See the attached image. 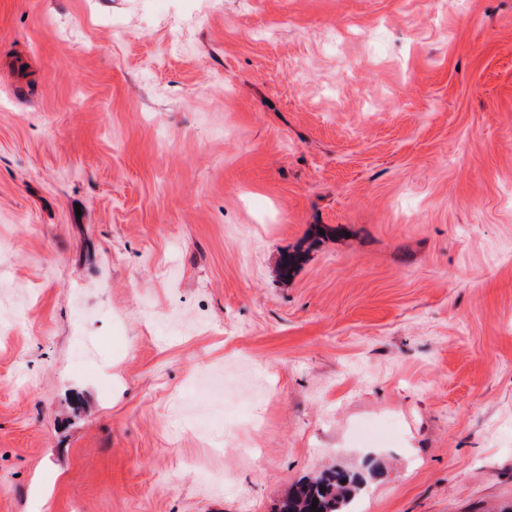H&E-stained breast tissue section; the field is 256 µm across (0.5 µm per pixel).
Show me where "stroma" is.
<instances>
[{
    "mask_svg": "<svg viewBox=\"0 0 512 512\" xmlns=\"http://www.w3.org/2000/svg\"><path fill=\"white\" fill-rule=\"evenodd\" d=\"M3 303L0 512H512V0H0ZM364 480L358 474L334 469L298 481L288 493L281 512H313V499L318 500L315 510L320 512H354L364 491Z\"/></svg>",
    "mask_w": 512,
    "mask_h": 512,
    "instance_id": "obj_1",
    "label": "stroma"
}]
</instances>
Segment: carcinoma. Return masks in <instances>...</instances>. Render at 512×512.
<instances>
[{
  "instance_id": "carcinoma-1",
  "label": "carcinoma",
  "mask_w": 512,
  "mask_h": 512,
  "mask_svg": "<svg viewBox=\"0 0 512 512\" xmlns=\"http://www.w3.org/2000/svg\"><path fill=\"white\" fill-rule=\"evenodd\" d=\"M364 491V480L358 474L334 469L298 481L288 493L281 512H311L318 500L320 512H355Z\"/></svg>"
}]
</instances>
